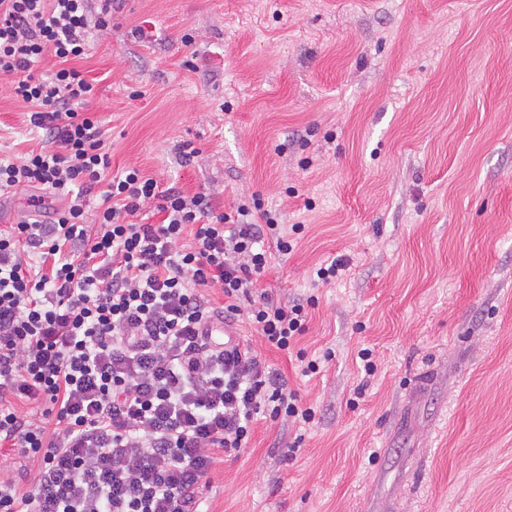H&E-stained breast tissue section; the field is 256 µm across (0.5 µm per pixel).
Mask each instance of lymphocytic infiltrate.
Segmentation results:
<instances>
[{"instance_id":"1","label":"lymphocytic infiltrate","mask_w":512,"mask_h":512,"mask_svg":"<svg viewBox=\"0 0 512 512\" xmlns=\"http://www.w3.org/2000/svg\"><path fill=\"white\" fill-rule=\"evenodd\" d=\"M113 0H0V77L29 104L40 149L0 156V195L63 198L52 221L0 228V449L35 468L29 488L0 476V512H203L200 488L255 423L311 424L283 373L220 339L246 320L262 342L319 372L298 342L314 297L274 299L258 282L300 225L260 203L112 173L94 86L69 62L112 22ZM60 63L46 74L45 55ZM104 206L89 212L94 197ZM160 223H150L152 213ZM222 306H214L210 289ZM43 402V420L24 413Z\"/></svg>"}]
</instances>
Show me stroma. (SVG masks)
Here are the masks:
<instances>
[{"instance_id":"obj_1","label":"stroma","mask_w":512,"mask_h":512,"mask_svg":"<svg viewBox=\"0 0 512 512\" xmlns=\"http://www.w3.org/2000/svg\"><path fill=\"white\" fill-rule=\"evenodd\" d=\"M76 66L113 171L304 227L259 285L316 297L334 358L237 331L319 421H257L210 512H512V0H122ZM27 110L0 78V154L38 148Z\"/></svg>"}]
</instances>
